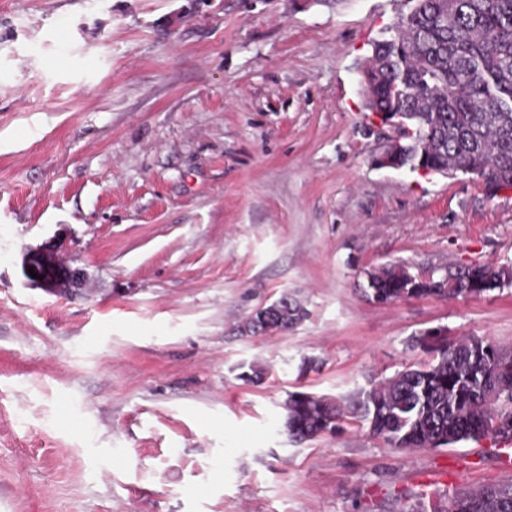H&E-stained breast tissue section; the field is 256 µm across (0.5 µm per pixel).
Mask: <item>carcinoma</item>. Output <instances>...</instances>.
<instances>
[{
    "instance_id": "obj_1",
    "label": "carcinoma",
    "mask_w": 512,
    "mask_h": 512,
    "mask_svg": "<svg viewBox=\"0 0 512 512\" xmlns=\"http://www.w3.org/2000/svg\"><path fill=\"white\" fill-rule=\"evenodd\" d=\"M392 38L374 45L366 105L403 123L400 159L433 170L462 171L490 188H512V0H413ZM373 299L467 298L512 284V269L468 266L439 276L402 265L366 273ZM260 320L252 312L241 336L285 333L306 311L292 295ZM434 363L406 368L346 398L296 392L288 396L284 427L296 440L334 434L349 415L369 423L394 448H438L494 436L512 440V360L498 346L448 339L437 328L413 339ZM433 512H512V486L454 496Z\"/></svg>"
}]
</instances>
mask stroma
Instances as JSON below:
<instances>
[{"instance_id":"stroma-1","label":"stroma","mask_w":512,"mask_h":512,"mask_svg":"<svg viewBox=\"0 0 512 512\" xmlns=\"http://www.w3.org/2000/svg\"><path fill=\"white\" fill-rule=\"evenodd\" d=\"M410 0H0V512H416L512 483L496 439L297 443L336 398L512 350V287L381 304L366 270L512 268V189L382 168L360 70ZM58 247L68 294L31 287ZM285 334L235 325L283 293ZM261 383L242 379L249 363ZM29 268L34 269V274H38V278H32L29 275ZM24 273L30 283L58 293L74 290L78 286L81 276L80 271L60 272L56 266L53 253L47 250L29 252L24 263ZM39 275H42L43 279H39Z\"/></svg>"}]
</instances>
